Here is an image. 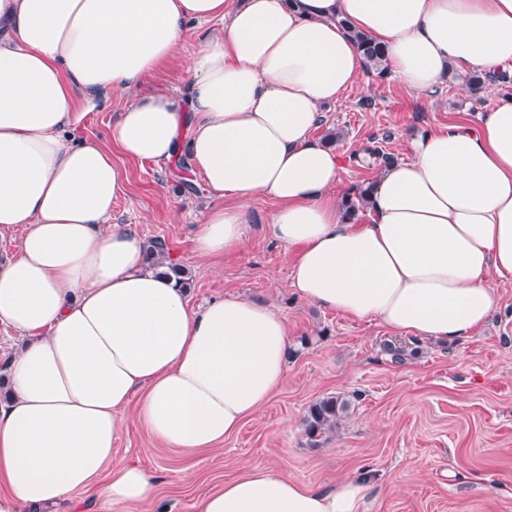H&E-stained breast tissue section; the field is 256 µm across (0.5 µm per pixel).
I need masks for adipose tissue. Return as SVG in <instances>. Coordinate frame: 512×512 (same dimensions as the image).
I'll return each instance as SVG.
<instances>
[{
    "label": "adipose tissue",
    "instance_id": "obj_1",
    "mask_svg": "<svg viewBox=\"0 0 512 512\" xmlns=\"http://www.w3.org/2000/svg\"><path fill=\"white\" fill-rule=\"evenodd\" d=\"M192 22L214 29L187 83L137 95ZM357 31L415 95L455 69L512 70V0H0V242L17 244L0 261V325L24 340L0 387V512L88 489L132 512L155 485L113 459L128 407L165 447L211 448L286 379L272 305H190L138 233L111 223L125 192L113 152L186 156L215 201L198 258L242 248L265 196L303 301L398 337L465 340L486 324L512 281V98L476 126L413 137L376 179L368 222L347 219L345 159L314 132L360 74ZM130 91L109 143L72 142L86 113ZM374 487L354 474L318 490L257 467L195 512H364Z\"/></svg>",
    "mask_w": 512,
    "mask_h": 512
}]
</instances>
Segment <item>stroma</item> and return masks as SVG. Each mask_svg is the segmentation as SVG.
Returning <instances> with one entry per match:
<instances>
[{"label": "stroma", "instance_id": "35a3bbf8", "mask_svg": "<svg viewBox=\"0 0 512 512\" xmlns=\"http://www.w3.org/2000/svg\"><path fill=\"white\" fill-rule=\"evenodd\" d=\"M205 32L191 26L143 91L179 85ZM508 96L512 86L501 85L469 95L455 75L433 93L413 95L392 77L364 71L341 103L326 107L315 135L325 141L330 132L343 133L332 141L347 160L338 187L343 195L379 174L378 167L356 164L359 152L377 145L407 158L408 142L419 132L456 121L476 124ZM131 100L126 94L110 109L87 113L71 137L107 141L116 112ZM112 159L126 178L113 223L166 241L170 261L190 277L191 304L227 293L266 302L285 318L290 337L284 385L222 444L197 452L166 448L129 420L115 457L137 461L156 478L153 503L138 512H194L200 496L253 467L278 469L316 489L370 472L376 486L369 512H512V284L500 286L498 310L470 339H398L380 321L348 318L298 298L290 286V254L264 230L272 200L251 202L254 222L243 248L205 261L196 257L193 240L207 199L186 160L157 165L117 152ZM391 343L404 348L403 362L392 360ZM336 395L350 399L348 416L309 438L310 406Z\"/></svg>", "mask_w": 512, "mask_h": 512}]
</instances>
